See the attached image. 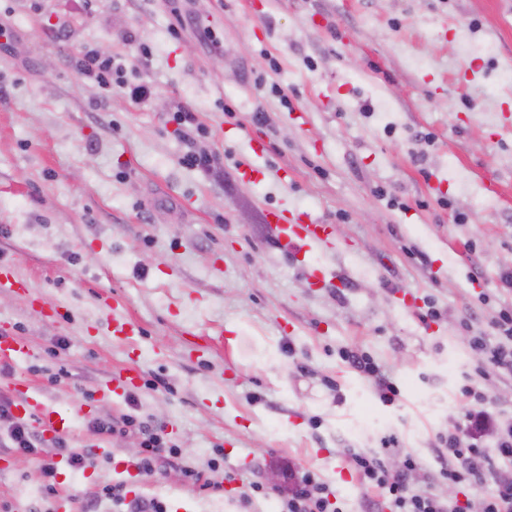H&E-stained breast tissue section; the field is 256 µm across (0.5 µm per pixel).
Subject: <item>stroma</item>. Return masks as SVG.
<instances>
[{"mask_svg": "<svg viewBox=\"0 0 512 512\" xmlns=\"http://www.w3.org/2000/svg\"><path fill=\"white\" fill-rule=\"evenodd\" d=\"M0 26V260L20 282L0 329L31 352L0 366V399L22 375L74 415L70 512H112L118 484L168 512H279L267 475L287 467L360 512L348 449L394 435L389 460L430 461L483 363L471 337L496 342L512 306V0H0ZM87 47L150 96L83 78ZM270 209L332 235L288 255ZM116 314L140 334L114 338ZM132 362L139 388L100 397ZM127 414L179 451L135 487ZM55 507L38 460L0 446V512ZM349 362L357 370L374 375L375 386L384 398L391 399L392 396L397 394V387L379 371V368L376 365L355 356H352Z\"/></svg>", "mask_w": 512, "mask_h": 512, "instance_id": "stroma-1", "label": "stroma"}]
</instances>
